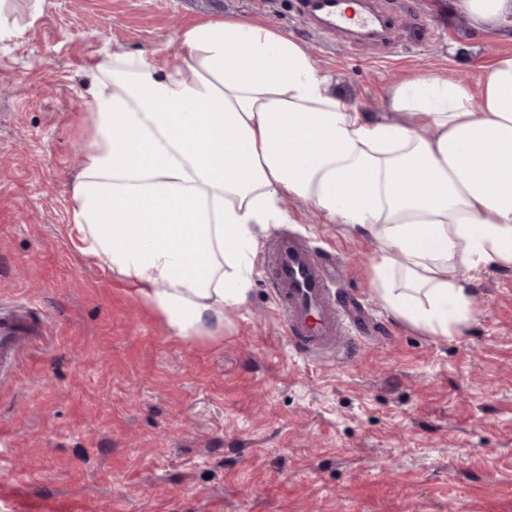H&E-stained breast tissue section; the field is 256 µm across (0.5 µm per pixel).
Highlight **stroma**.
I'll return each instance as SVG.
<instances>
[{
	"label": "stroma",
	"instance_id": "stroma-1",
	"mask_svg": "<svg viewBox=\"0 0 512 512\" xmlns=\"http://www.w3.org/2000/svg\"><path fill=\"white\" fill-rule=\"evenodd\" d=\"M386 43L325 33L298 0H5L0 40V310L44 334L0 380V469L34 499L96 512H512V269L469 283L449 336L395 317L378 242L291 200L279 233L335 249L337 300L362 324L346 347L297 353L261 269L220 337H171L70 234L71 184L93 134L81 108L101 54L180 53L177 30L233 15L301 40L361 111L387 88L448 72L477 82L512 55L450 0H376Z\"/></svg>",
	"mask_w": 512,
	"mask_h": 512
}]
</instances>
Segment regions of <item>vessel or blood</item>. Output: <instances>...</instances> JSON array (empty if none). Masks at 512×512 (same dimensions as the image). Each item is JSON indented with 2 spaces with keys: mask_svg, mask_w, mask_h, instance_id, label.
<instances>
[{
  "mask_svg": "<svg viewBox=\"0 0 512 512\" xmlns=\"http://www.w3.org/2000/svg\"><path fill=\"white\" fill-rule=\"evenodd\" d=\"M299 9L329 32L358 30L377 40L385 30L384 20L368 11L364 0H299ZM263 264L293 346L310 356L338 348L348 329L346 308L337 304L330 288L331 263L283 235L271 241ZM36 336L37 328L25 311L0 312V376L14 367ZM10 492L18 512H71L73 507L64 500L32 501L19 485L11 486Z\"/></svg>",
  "mask_w": 512,
  "mask_h": 512,
  "instance_id": "1",
  "label": "vessel or blood"
}]
</instances>
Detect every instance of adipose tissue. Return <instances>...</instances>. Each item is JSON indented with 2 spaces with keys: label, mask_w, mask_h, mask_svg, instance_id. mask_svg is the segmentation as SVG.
Listing matches in <instances>:
<instances>
[{
  "label": "adipose tissue",
  "mask_w": 512,
  "mask_h": 512,
  "mask_svg": "<svg viewBox=\"0 0 512 512\" xmlns=\"http://www.w3.org/2000/svg\"><path fill=\"white\" fill-rule=\"evenodd\" d=\"M452 11L490 34L512 26V0ZM177 39L165 69L147 52L96 62L70 215L76 249L174 337L223 332L252 290L255 229L288 223L289 198L378 241L377 291L437 336L472 317L467 275L512 269V55L474 85L441 73L390 88V120L266 25L227 16Z\"/></svg>",
  "instance_id": "adipose-tissue-1"
}]
</instances>
